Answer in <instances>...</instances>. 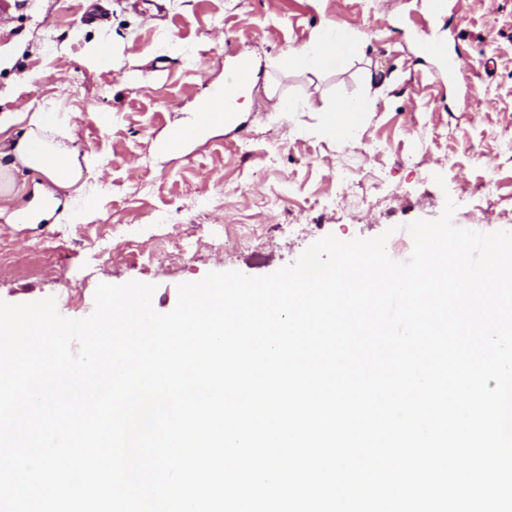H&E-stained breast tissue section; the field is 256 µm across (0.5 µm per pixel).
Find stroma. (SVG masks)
<instances>
[{
	"label": "stroma",
	"mask_w": 512,
	"mask_h": 512,
	"mask_svg": "<svg viewBox=\"0 0 512 512\" xmlns=\"http://www.w3.org/2000/svg\"><path fill=\"white\" fill-rule=\"evenodd\" d=\"M76 1L89 4L0 0V113L43 108L82 152L105 158L61 223L0 218V250L23 258L0 264V300L52 296L61 315L80 319L99 283L136 280L154 285L153 307L166 313L180 283L267 275L326 235L372 238L391 226L387 252L402 261L406 224L438 218L446 199L474 189L477 207H457L454 224L512 231V0H458L427 32L429 0H166L160 17L110 0L103 25L82 23ZM337 26L360 38L358 56L321 71L289 60L315 30ZM430 37L465 52L462 72L447 76L421 55ZM237 46L255 61L237 126L208 130L178 156L159 151L223 84ZM372 72L385 82L368 81ZM273 94L285 111H270ZM362 97L367 112L338 132L334 106ZM327 196L335 206H321ZM241 217L257 232L234 249L214 246ZM115 224L136 235L138 255L87 248ZM185 237L196 244L178 252Z\"/></svg>",
	"instance_id": "1"
}]
</instances>
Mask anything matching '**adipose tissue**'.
Segmentation results:
<instances>
[{
    "instance_id": "1",
    "label": "adipose tissue",
    "mask_w": 512,
    "mask_h": 512,
    "mask_svg": "<svg viewBox=\"0 0 512 512\" xmlns=\"http://www.w3.org/2000/svg\"><path fill=\"white\" fill-rule=\"evenodd\" d=\"M315 52H298V59L316 69L345 62L356 53L353 38L325 39L315 35ZM103 158L81 155L71 133L41 109L0 114V218L13 222L7 204L22 195L29 182L54 197L56 190L78 192L94 177Z\"/></svg>"
}]
</instances>
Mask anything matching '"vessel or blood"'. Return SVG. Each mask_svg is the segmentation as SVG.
Wrapping results in <instances>:
<instances>
[{
    "label": "vessel or blood",
    "mask_w": 512,
    "mask_h": 512,
    "mask_svg": "<svg viewBox=\"0 0 512 512\" xmlns=\"http://www.w3.org/2000/svg\"><path fill=\"white\" fill-rule=\"evenodd\" d=\"M233 70L224 85L213 89L208 101L196 113L194 120L186 125L172 128L162 144L165 152L179 155L209 126L229 124L234 120L230 107L240 100L242 94L251 87L254 77V60L251 53L243 48L232 50Z\"/></svg>",
    "instance_id": "obj_1"
}]
</instances>
